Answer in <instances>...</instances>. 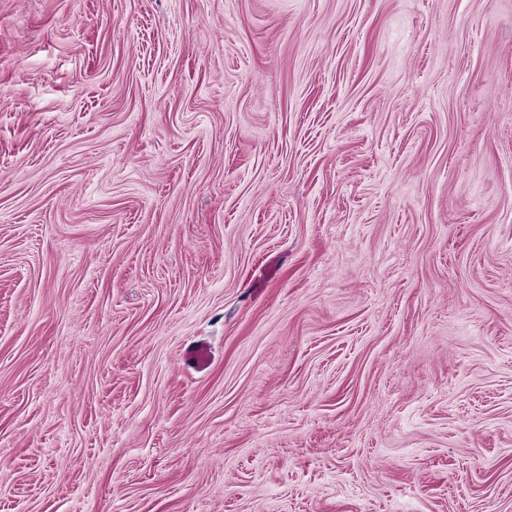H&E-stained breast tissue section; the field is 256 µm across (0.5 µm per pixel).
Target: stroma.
<instances>
[{
    "mask_svg": "<svg viewBox=\"0 0 512 512\" xmlns=\"http://www.w3.org/2000/svg\"><path fill=\"white\" fill-rule=\"evenodd\" d=\"M0 512H512V0H0Z\"/></svg>",
    "mask_w": 512,
    "mask_h": 512,
    "instance_id": "35a3bbf8",
    "label": "stroma"
}]
</instances>
